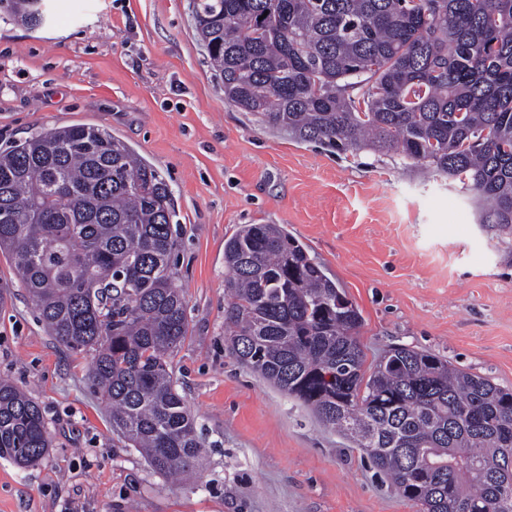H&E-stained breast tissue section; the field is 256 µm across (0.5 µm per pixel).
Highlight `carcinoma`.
<instances>
[{
	"label": "carcinoma",
	"mask_w": 512,
	"mask_h": 512,
	"mask_svg": "<svg viewBox=\"0 0 512 512\" xmlns=\"http://www.w3.org/2000/svg\"><path fill=\"white\" fill-rule=\"evenodd\" d=\"M224 101L336 150L393 152L472 195L512 234V0H192ZM44 23V0H0ZM361 93H355V90ZM174 199L159 170L95 125L0 152V252L48 333L93 353L112 431L161 476L197 471L170 366L188 333ZM229 351L362 449L424 512H512V390L406 345L365 366L362 316L279 224L224 242ZM51 447L39 406L0 378V458Z\"/></svg>",
	"instance_id": "carcinoma-1"
}]
</instances>
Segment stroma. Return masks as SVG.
Here are the masks:
<instances>
[{"label": "stroma", "instance_id": "obj_1", "mask_svg": "<svg viewBox=\"0 0 512 512\" xmlns=\"http://www.w3.org/2000/svg\"><path fill=\"white\" fill-rule=\"evenodd\" d=\"M29 30L0 21V150L43 127L107 128L165 177L188 334L172 357L204 466L155 474L112 432L92 357L45 330L0 254V377L36 401L52 447L0 458V512H423L361 449L239 364L224 342V242L280 224L359 308L367 362L395 345L512 389V236L477 223L448 180L370 149L338 151L224 101L189 0H46Z\"/></svg>", "mask_w": 512, "mask_h": 512}]
</instances>
